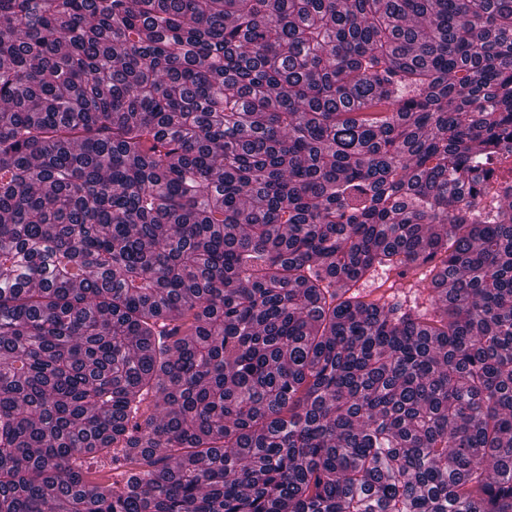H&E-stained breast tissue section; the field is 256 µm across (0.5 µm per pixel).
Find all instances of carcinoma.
I'll use <instances>...</instances> for the list:
<instances>
[{"label":"carcinoma","instance_id":"obj_1","mask_svg":"<svg viewBox=\"0 0 512 512\" xmlns=\"http://www.w3.org/2000/svg\"><path fill=\"white\" fill-rule=\"evenodd\" d=\"M510 158L512 0H0V512H512ZM397 285L402 288H397ZM363 294L369 295V299H375L381 295L387 296L393 292L404 291L400 293L402 298H406L409 304L413 305L414 300L418 301L415 288H423L424 284L418 281V275L410 274L408 277L401 279L396 275L395 271L379 270L373 276L363 279L358 284ZM409 288H413L408 293Z\"/></svg>","mask_w":512,"mask_h":512}]
</instances>
